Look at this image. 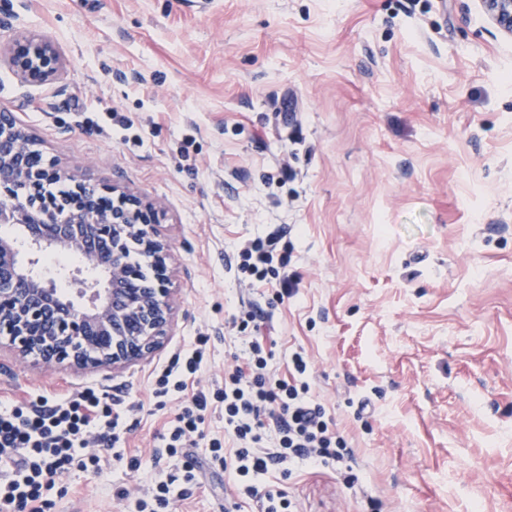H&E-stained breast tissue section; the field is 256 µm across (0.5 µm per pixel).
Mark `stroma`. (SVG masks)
Wrapping results in <instances>:
<instances>
[{"instance_id": "obj_1", "label": "stroma", "mask_w": 512, "mask_h": 512, "mask_svg": "<svg viewBox=\"0 0 512 512\" xmlns=\"http://www.w3.org/2000/svg\"><path fill=\"white\" fill-rule=\"evenodd\" d=\"M57 43L58 85L21 82L19 31ZM0 110L37 149L156 203L178 319L122 371L74 374L0 348V400L92 387L121 410L120 447L150 458L178 409L156 370L202 342L223 381L254 305L285 372L347 437L351 472L273 473L297 512H512V36L481 0H0ZM280 231L297 293L253 288L242 244ZM134 472H74L49 512H133L224 434ZM222 467L170 512H255Z\"/></svg>"}]
</instances>
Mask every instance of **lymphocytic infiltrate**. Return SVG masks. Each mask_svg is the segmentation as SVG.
Here are the masks:
<instances>
[{
  "label": "lymphocytic infiltrate",
  "instance_id": "lymphocytic-infiltrate-1",
  "mask_svg": "<svg viewBox=\"0 0 512 512\" xmlns=\"http://www.w3.org/2000/svg\"><path fill=\"white\" fill-rule=\"evenodd\" d=\"M277 239L272 233L245 244L241 269L256 282H279L281 295L290 297L295 289L280 276L288 259L275 257ZM271 357L261 337H249L241 362L225 371L222 387L192 393L188 383L203 362V351L196 348L183 365L156 373L153 394L181 396L180 410L162 436L167 458L195 447L206 413L221 405L224 436L210 441L212 462L230 466L237 496L256 502L258 512H289L285 494L263 485V478L299 463L340 466L351 450L322 405L309 398L303 356L294 354L282 376L270 372ZM121 431L120 414L89 387L69 391L47 407L28 399L0 402V512H43L46 492L75 470L97 473L110 460L140 469L141 457L119 448ZM227 438L235 449L225 450ZM93 441L100 450L91 454L87 447Z\"/></svg>",
  "mask_w": 512,
  "mask_h": 512
}]
</instances>
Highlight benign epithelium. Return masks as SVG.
Segmentation results:
<instances>
[{
    "mask_svg": "<svg viewBox=\"0 0 512 512\" xmlns=\"http://www.w3.org/2000/svg\"><path fill=\"white\" fill-rule=\"evenodd\" d=\"M512 34V0H482ZM9 65L28 84H49L63 58L49 40L20 34ZM31 138L12 112H0V224L23 239L0 237V338L15 357L74 372L124 369L161 348L175 318L168 245L159 238L160 209L91 177L76 178L51 159L30 161ZM30 254L77 253L97 273L79 282L80 304L62 296L54 278L35 270Z\"/></svg>",
    "mask_w": 512,
    "mask_h": 512,
    "instance_id": "benign-epithelium-1",
    "label": "benign epithelium"
}]
</instances>
